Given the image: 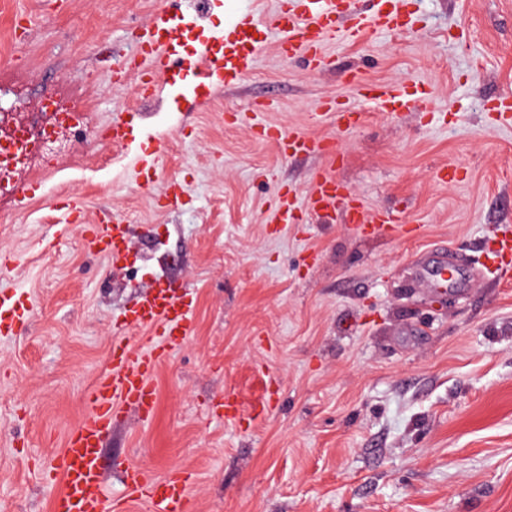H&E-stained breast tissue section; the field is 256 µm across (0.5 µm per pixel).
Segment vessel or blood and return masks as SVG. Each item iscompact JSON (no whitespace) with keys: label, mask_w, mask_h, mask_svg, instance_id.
Segmentation results:
<instances>
[{"label":"vessel or blood","mask_w":512,"mask_h":512,"mask_svg":"<svg viewBox=\"0 0 512 512\" xmlns=\"http://www.w3.org/2000/svg\"><path fill=\"white\" fill-rule=\"evenodd\" d=\"M379 3L372 17L363 18L347 15L346 0H283L272 19L245 15L198 45L193 44L189 30L175 22L164 4L154 11L136 55L126 62L125 68L137 74L141 97H151L159 88L168 86L192 88L206 99L214 89L240 84L247 77L265 46L269 29L274 28L282 34L279 47L284 56L307 58L314 69L320 70L326 66L327 41L339 33H346L354 41L370 28L398 31L404 27V16L395 0ZM348 80L361 105L383 112H404L417 103L428 112L435 100L433 86L419 80L393 89L364 81L354 73L349 74ZM320 109L323 114L335 116L340 127L350 126L360 117L359 107L335 97L322 100ZM259 134L273 136L287 155L334 153V143L328 137L266 128L260 129ZM277 198L273 215L277 224L296 222L304 210L319 214L335 210L340 204L347 206L354 224L391 225L396 221L389 210L366 213L351 191L325 171L315 176L305 199H298L288 189L279 190ZM87 244L111 258L113 264H121L131 249L129 226L120 218L110 224L93 225ZM490 260L496 269L512 265V236L504 234L497 238ZM191 311L187 292L160 284L143 292L125 310V331L148 329L156 334L157 340L143 350L124 339L114 341L108 371L87 394V414L69 432L64 448L45 472L47 480L62 483L52 500L51 512H112L102 480V436L122 407H136L142 420L152 418L156 401L154 374L169 353L190 335ZM32 315V307L16 305L11 291H0V330L9 323L28 324ZM123 479L127 495L147 499L152 512H189V485L185 479L156 478L142 464L128 466Z\"/></svg>","instance_id":"b4317fda"}]
</instances>
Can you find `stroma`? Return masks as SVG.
Wrapping results in <instances>:
<instances>
[{
  "mask_svg": "<svg viewBox=\"0 0 512 512\" xmlns=\"http://www.w3.org/2000/svg\"><path fill=\"white\" fill-rule=\"evenodd\" d=\"M280 3L179 0L176 15L203 39ZM400 4L402 31L327 42L319 71L269 35L246 80L202 102L167 89L141 100L114 82L159 0H0L5 117L53 91L86 100L95 128L122 114L138 131L124 148L58 147L27 205L31 170L0 194V289L34 308L0 333V512H51L59 487L44 468L108 370L121 314L155 281L188 285L192 332L156 371L152 419L120 410L104 439L118 512H151L124 497L131 462L190 473L191 512H512V274L479 265L512 230V116L488 109L512 96V0ZM351 72L430 82L434 109L369 108L337 129L317 104L352 99ZM259 101L273 110L253 111ZM258 121L335 138L336 178L400 227L371 232L340 210L269 223L280 187L305 196L329 164L284 158ZM156 148L160 181L184 187L178 203L136 180ZM448 164L463 180H437ZM115 217L132 229L117 266L82 236ZM441 251L454 284L436 289L424 276Z\"/></svg>",
  "mask_w": 512,
  "mask_h": 512,
  "instance_id": "stroma-1",
  "label": "stroma"
}]
</instances>
